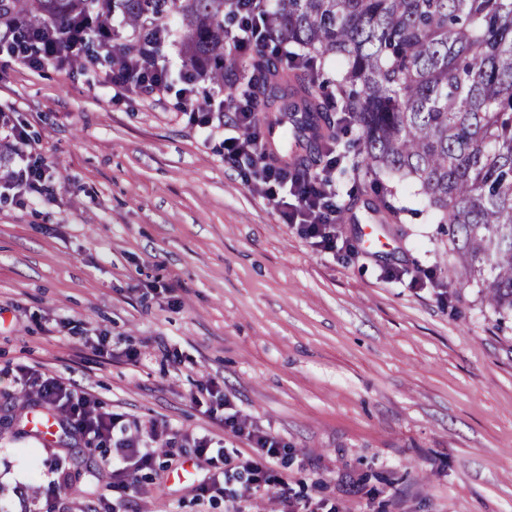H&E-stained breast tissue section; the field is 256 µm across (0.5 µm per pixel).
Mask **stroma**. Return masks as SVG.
Returning a JSON list of instances; mask_svg holds the SVG:
<instances>
[{"label":"stroma","mask_w":512,"mask_h":512,"mask_svg":"<svg viewBox=\"0 0 512 512\" xmlns=\"http://www.w3.org/2000/svg\"><path fill=\"white\" fill-rule=\"evenodd\" d=\"M101 71L0 54V110L56 169L52 201L0 200V512H224L197 500L212 470L190 450L157 448L113 498L115 449L28 430L20 364L232 457L249 446L201 392L214 382L287 443L279 476L346 512H512V316L459 285L416 187L389 183L400 218L380 221L340 161L351 249L321 251L225 164L223 126L166 97L113 102Z\"/></svg>","instance_id":"1"}]
</instances>
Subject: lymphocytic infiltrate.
I'll return each mask as SVG.
<instances>
[{"label": "lymphocytic infiltrate", "mask_w": 512, "mask_h": 512, "mask_svg": "<svg viewBox=\"0 0 512 512\" xmlns=\"http://www.w3.org/2000/svg\"><path fill=\"white\" fill-rule=\"evenodd\" d=\"M171 23L158 24V40L145 44L151 67L147 70H109L105 82L114 100L142 94L163 95L169 88L171 68L162 57L164 47L171 40ZM14 27L0 29V51L14 56L28 66L39 68L54 62L60 65L75 63L86 51L96 53L111 51L110 41L82 29L68 33L66 45H59L50 38L39 44L28 45L17 38ZM185 84L174 107L188 113L199 126H208L213 113L223 111L225 101L219 94H212L205 103H198L195 87L199 74L181 71ZM234 133L224 137V162L235 168L245 183L258 185L262 194L274 202L285 223L297 225L300 232L316 248L333 252L338 249L340 233L336 220V188L329 176L318 177L311 187L294 190L293 201L283 195L284 180L280 177V163L266 152L259 137L253 133L257 115L238 112L233 118ZM0 137L11 141L20 157V164L10 182L0 185V195L18 202H48L52 199L50 182L54 178L51 162L35 153L26 126L14 121L10 113L0 111ZM21 385L37 391L41 400L60 411L69 432L79 435L88 447L100 448L115 444L122 451L119 464L112 471V490L120 497H127L133 487V474L152 468L155 462L154 443L164 441L166 447H182L178 433L161 434L150 429L147 435L131 433L130 423L124 414L102 410L98 400L89 392L76 388L62 378L52 377L29 365L17 366ZM224 429L233 437L245 439L250 450L238 454L235 470L243 480V492L277 485L281 512H325L326 502L300 500L283 478L274 476L273 467L279 460L284 445L270 432L260 430L236 412H225Z\"/></svg>", "instance_id": "lymphocytic-infiltrate-1"}]
</instances>
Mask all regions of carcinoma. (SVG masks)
Masks as SVG:
<instances>
[{
    "label": "carcinoma",
    "instance_id": "cac0c4a2",
    "mask_svg": "<svg viewBox=\"0 0 512 512\" xmlns=\"http://www.w3.org/2000/svg\"><path fill=\"white\" fill-rule=\"evenodd\" d=\"M120 12L132 27L126 64L150 23L171 13L185 27V66L224 84L225 96L283 125L300 113L308 135L288 145V176L304 180L340 136L360 131L355 170L410 180L447 226L462 274L483 278L488 304L512 313V0H276L264 41L306 54L292 68L263 45L242 60L224 47L234 16L224 0H3L0 19L92 25L107 33ZM342 65L324 92L313 64Z\"/></svg>",
    "mask_w": 512,
    "mask_h": 512
}]
</instances>
